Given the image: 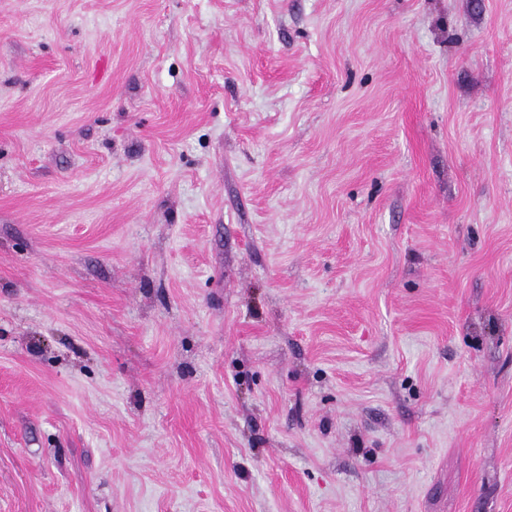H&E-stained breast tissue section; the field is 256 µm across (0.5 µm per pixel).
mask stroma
Returning <instances> with one entry per match:
<instances>
[{
  "instance_id": "obj_1",
  "label": "stroma",
  "mask_w": 512,
  "mask_h": 512,
  "mask_svg": "<svg viewBox=\"0 0 512 512\" xmlns=\"http://www.w3.org/2000/svg\"><path fill=\"white\" fill-rule=\"evenodd\" d=\"M0 512H512V0H0Z\"/></svg>"
}]
</instances>
